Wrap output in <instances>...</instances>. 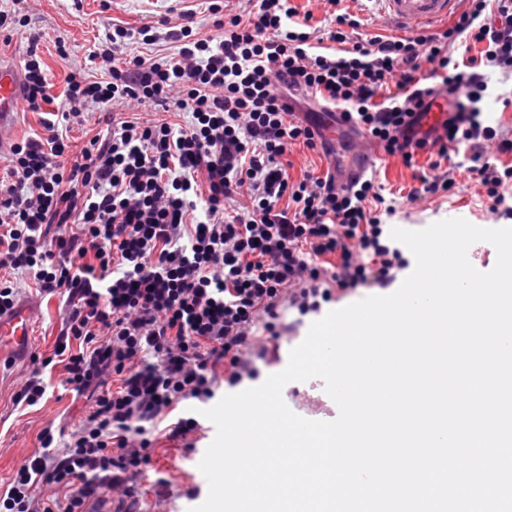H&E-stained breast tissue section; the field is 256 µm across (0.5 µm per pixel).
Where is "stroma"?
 Returning <instances> with one entry per match:
<instances>
[{
	"label": "stroma",
	"mask_w": 512,
	"mask_h": 512,
	"mask_svg": "<svg viewBox=\"0 0 512 512\" xmlns=\"http://www.w3.org/2000/svg\"><path fill=\"white\" fill-rule=\"evenodd\" d=\"M195 10L194 27L201 35L213 33V19L200 11L197 0H0V11L19 12L28 18L27 26L12 25L0 31V62L19 64L25 57L31 30L43 32L39 45L54 93H62L70 73L80 72L92 80L101 79L102 69L85 64L90 49L102 39L112 24L132 27L155 25L162 19L179 23V15ZM457 189L453 195L429 199L408 207L407 223L425 228L448 218H463L482 227L488 219L486 207L476 194L466 173L453 171ZM18 299L28 304L32 317V353L50 355L56 336L67 317L65 300L59 295L37 293L31 281H18ZM31 369L28 356H16L0 345V485L35 452L41 430L49 424L75 423L88 410L85 398L75 396L63 386V370H46L52 393L40 405L26 410L14 408L11 397L19 390ZM290 408L313 420L330 421L338 407L313 382H292ZM216 435L214 424L201 419L200 426L186 437L172 438L160 433L152 450V464L140 477L144 490L140 512H189L208 495V483L193 460V451L210 445ZM169 482L165 498H158L156 474Z\"/></svg>",
	"instance_id": "obj_1"
}]
</instances>
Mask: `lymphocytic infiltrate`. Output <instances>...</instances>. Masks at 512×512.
Returning a JSON list of instances; mask_svg holds the SVG:
<instances>
[{
	"label": "lymphocytic infiltrate",
	"instance_id": "lymphocytic-infiltrate-1",
	"mask_svg": "<svg viewBox=\"0 0 512 512\" xmlns=\"http://www.w3.org/2000/svg\"><path fill=\"white\" fill-rule=\"evenodd\" d=\"M328 2L336 25L323 34L293 0H240L234 14L207 0L214 34L197 36L185 13L161 58L147 51L160 38L149 27L113 25L88 56L107 79L70 74L62 109L37 53L43 35L31 33L23 99L42 131L0 168V270L32 274L69 311L13 403L44 401L56 362L94 403L63 437L41 431L0 490V512H102L110 501L137 512L156 435L196 430L187 402L279 361L282 307L304 315L403 276L410 263L390 226L403 203L448 195L450 169L467 172L490 214L512 219V164L499 160L512 138L483 117L490 98L512 105L511 85L488 82L493 70L512 77V0H467L452 25L403 36L361 34L341 0ZM439 86L467 92L452 120L419 132ZM300 96L338 108L349 132L406 166L427 156L428 172L403 198L371 177L292 178L289 147H317L311 123L292 117ZM132 103L164 116H121ZM89 105L112 130L65 162L68 126Z\"/></svg>",
	"mask_w": 512,
	"mask_h": 512
}]
</instances>
